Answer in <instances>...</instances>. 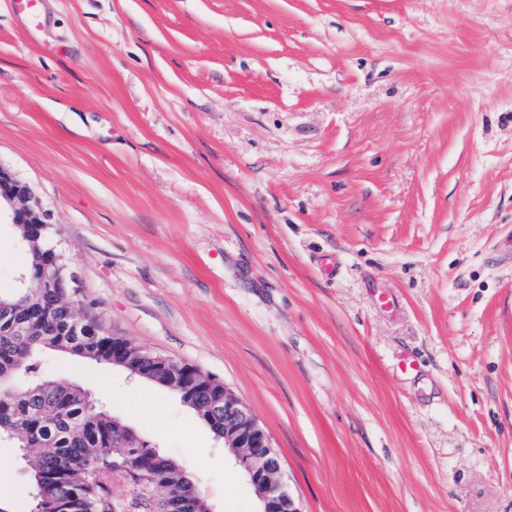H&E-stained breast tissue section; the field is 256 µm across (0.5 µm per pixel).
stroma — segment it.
<instances>
[{"mask_svg":"<svg viewBox=\"0 0 512 512\" xmlns=\"http://www.w3.org/2000/svg\"><path fill=\"white\" fill-rule=\"evenodd\" d=\"M36 11L0 0V168L50 212L74 303L229 387L300 512H512V0ZM27 263L0 224V292ZM43 372L212 512H257L173 391L51 352ZM0 499L32 508L7 441Z\"/></svg>","mask_w":512,"mask_h":512,"instance_id":"obj_1","label":"stroma"}]
</instances>
